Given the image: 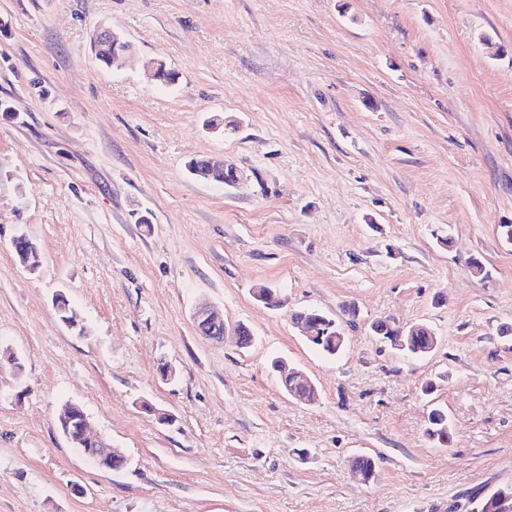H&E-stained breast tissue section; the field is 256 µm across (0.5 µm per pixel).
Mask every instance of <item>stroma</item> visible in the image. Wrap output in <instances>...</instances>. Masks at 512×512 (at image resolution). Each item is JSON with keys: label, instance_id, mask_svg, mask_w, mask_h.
Segmentation results:
<instances>
[{"label": "stroma", "instance_id": "35a3bbf8", "mask_svg": "<svg viewBox=\"0 0 512 512\" xmlns=\"http://www.w3.org/2000/svg\"><path fill=\"white\" fill-rule=\"evenodd\" d=\"M0 21V351L21 362L0 369V512H477L512 485V0H0ZM101 26L132 59L98 63ZM199 156L234 182L192 177ZM201 302L251 347L199 335ZM304 308L344 323L343 354L305 342ZM377 321L437 347L402 356ZM70 401L126 468L71 447ZM52 304L56 310L59 320L64 324L72 326L70 329L72 332L79 336L87 333V326L83 323V319L79 312L73 308L66 299L62 298L58 302L53 301ZM371 330L381 343L389 345L404 356H426L435 350L438 343L433 328L423 323L401 328L380 321L373 324ZM272 368L278 374V382L283 391L287 394L291 395V397L303 400L302 397H306V399L310 402L315 401L317 398V394L312 389H307L303 383L301 377L304 379L306 385L309 388L315 389L314 383L306 377L304 374H300L298 376V370L288 366L284 361L275 359L272 361ZM293 393L299 394L292 396ZM428 435L439 443H448L451 427L444 408L431 406L427 414Z\"/></svg>", "mask_w": 512, "mask_h": 512}]
</instances>
